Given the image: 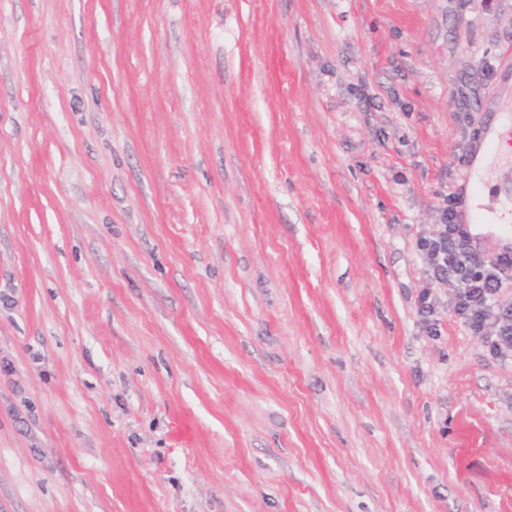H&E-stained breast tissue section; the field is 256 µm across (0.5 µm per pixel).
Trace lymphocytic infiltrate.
<instances>
[{
  "label": "lymphocytic infiltrate",
  "mask_w": 512,
  "mask_h": 512,
  "mask_svg": "<svg viewBox=\"0 0 512 512\" xmlns=\"http://www.w3.org/2000/svg\"><path fill=\"white\" fill-rule=\"evenodd\" d=\"M458 204V197H444L436 230L416 240L425 274L417 313L428 334H435L440 305L436 289L452 285L453 314L493 355L512 357V306L500 302L503 288L512 285V254H481L458 220Z\"/></svg>",
  "instance_id": "1"
}]
</instances>
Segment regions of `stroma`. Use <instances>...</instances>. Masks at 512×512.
<instances>
[{
    "label": "stroma",
    "instance_id": "1",
    "mask_svg": "<svg viewBox=\"0 0 512 512\" xmlns=\"http://www.w3.org/2000/svg\"><path fill=\"white\" fill-rule=\"evenodd\" d=\"M512 0H0V512H512V358L416 240Z\"/></svg>",
    "mask_w": 512,
    "mask_h": 512
}]
</instances>
